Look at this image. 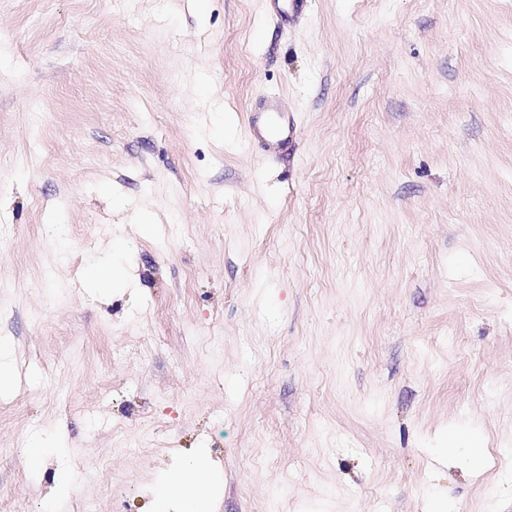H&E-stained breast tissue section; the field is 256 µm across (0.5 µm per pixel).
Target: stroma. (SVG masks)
<instances>
[{
    "mask_svg": "<svg viewBox=\"0 0 512 512\" xmlns=\"http://www.w3.org/2000/svg\"><path fill=\"white\" fill-rule=\"evenodd\" d=\"M0 342L15 512H512V0H0ZM247 124L251 135L270 156H276L296 137L295 121L276 95H262L252 102ZM480 436L472 434L464 428L455 427L448 432V450L454 448H469V454L462 463L472 464L473 472L478 473L483 466L485 457ZM205 467L201 459L189 461L182 469L168 474L166 479L156 486V497L161 504L174 503L177 512H199L207 499V482L202 478Z\"/></svg>",
    "mask_w": 512,
    "mask_h": 512,
    "instance_id": "obj_1",
    "label": "stroma"
}]
</instances>
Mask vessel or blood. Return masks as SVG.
<instances>
[{"label": "vessel or blood", "mask_w": 512, "mask_h": 512, "mask_svg": "<svg viewBox=\"0 0 512 512\" xmlns=\"http://www.w3.org/2000/svg\"><path fill=\"white\" fill-rule=\"evenodd\" d=\"M247 124L251 135L272 156L277 155L296 136L293 117L275 95H263L252 102L248 110Z\"/></svg>", "instance_id": "b4317fda"}]
</instances>
